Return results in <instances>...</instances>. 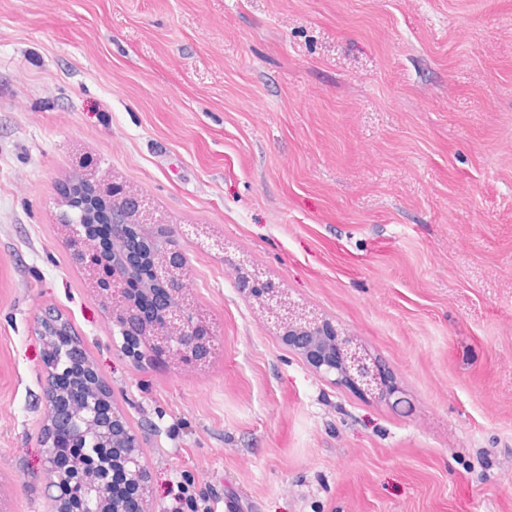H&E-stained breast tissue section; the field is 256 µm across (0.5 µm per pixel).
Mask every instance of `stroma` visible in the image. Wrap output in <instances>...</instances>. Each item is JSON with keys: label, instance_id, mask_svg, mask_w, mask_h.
<instances>
[{"label": "stroma", "instance_id": "1", "mask_svg": "<svg viewBox=\"0 0 512 512\" xmlns=\"http://www.w3.org/2000/svg\"><path fill=\"white\" fill-rule=\"evenodd\" d=\"M81 159L202 225L205 366L112 337L58 222ZM232 258L402 402L322 378ZM49 311L138 434L150 512H512V0H0V512L52 508Z\"/></svg>", "mask_w": 512, "mask_h": 512}]
</instances>
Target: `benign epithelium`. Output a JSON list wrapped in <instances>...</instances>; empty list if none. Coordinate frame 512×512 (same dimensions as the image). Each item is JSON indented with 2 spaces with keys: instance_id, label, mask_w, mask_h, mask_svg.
I'll return each instance as SVG.
<instances>
[{
  "instance_id": "obj_1",
  "label": "benign epithelium",
  "mask_w": 512,
  "mask_h": 512,
  "mask_svg": "<svg viewBox=\"0 0 512 512\" xmlns=\"http://www.w3.org/2000/svg\"><path fill=\"white\" fill-rule=\"evenodd\" d=\"M85 186L95 190L105 209L118 212L112 225V238L137 240L138 247L123 252V264L112 267V307L123 312L125 325L119 330L126 353L142 354L141 347L150 342L155 350L168 357L188 358L204 365L210 358L213 333L205 322L195 320L193 301L185 286L187 259L179 247H168L142 234L148 224H165L167 220L138 194H130L114 183H104L94 173L84 174ZM65 224L62 225L71 256L92 249L102 251L104 238L101 225L96 223V210L86 204L71 206V199L62 201ZM254 296L261 310L283 332L287 344L305 357L312 367L333 383L353 387L373 398L399 402L397 390L388 385L380 361L352 336H343L313 311L290 300L276 283L261 281ZM64 330L65 322L53 315L36 318V331L46 328ZM100 397L79 407L60 392L57 380H52L54 394L44 395L47 416L59 413L68 416L72 435L86 441L84 422L87 416L100 421L99 452L112 458V468L102 472H84L79 458L71 459L65 468L56 465L54 443L44 437L46 463L52 474L56 494L52 512H60L72 498L79 501V512H104L100 489L111 481V472L121 471L127 481L145 490L146 468L142 461L139 439L127 425L124 416L107 402L110 388L99 383Z\"/></svg>"
}]
</instances>
